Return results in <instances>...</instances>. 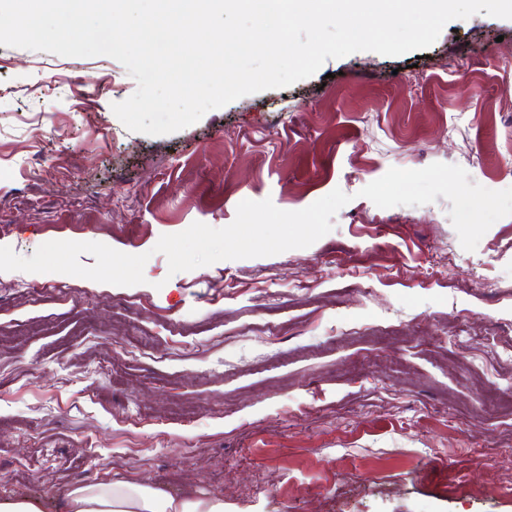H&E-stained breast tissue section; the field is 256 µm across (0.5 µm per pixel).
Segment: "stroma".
Returning <instances> with one entry per match:
<instances>
[{
    "label": "stroma",
    "instance_id": "35a3bbf8",
    "mask_svg": "<svg viewBox=\"0 0 512 512\" xmlns=\"http://www.w3.org/2000/svg\"><path fill=\"white\" fill-rule=\"evenodd\" d=\"M425 53L330 59L152 136L112 111L137 88L117 60L0 45V244L149 256L135 286L0 272V496L63 512L126 479L224 512H512V419L487 407L512 375V215L469 252L444 197L360 195L435 162L512 187V20L451 21ZM337 187L309 247L174 275L154 250Z\"/></svg>",
    "mask_w": 512,
    "mask_h": 512
}]
</instances>
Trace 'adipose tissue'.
Listing matches in <instances>:
<instances>
[{
  "mask_svg": "<svg viewBox=\"0 0 512 512\" xmlns=\"http://www.w3.org/2000/svg\"><path fill=\"white\" fill-rule=\"evenodd\" d=\"M67 512H224V500L165 490L129 480L80 484L67 493Z\"/></svg>",
  "mask_w": 512,
  "mask_h": 512,
  "instance_id": "adipose-tissue-1",
  "label": "adipose tissue"
}]
</instances>
